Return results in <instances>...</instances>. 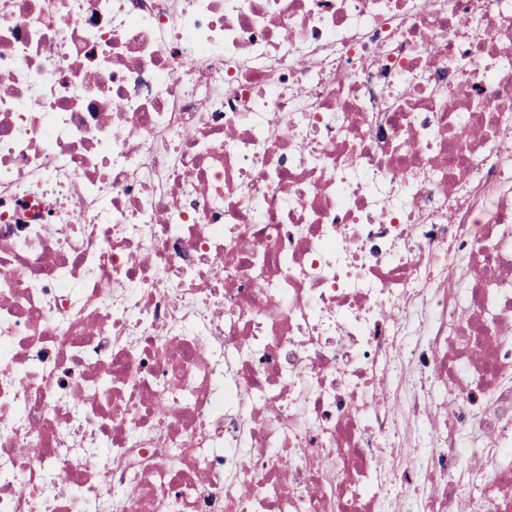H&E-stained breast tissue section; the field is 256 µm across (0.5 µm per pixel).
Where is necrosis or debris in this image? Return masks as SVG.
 Returning a JSON list of instances; mask_svg holds the SVG:
<instances>
[{
    "mask_svg": "<svg viewBox=\"0 0 512 512\" xmlns=\"http://www.w3.org/2000/svg\"><path fill=\"white\" fill-rule=\"evenodd\" d=\"M0 346V512H512V0H0Z\"/></svg>",
    "mask_w": 512,
    "mask_h": 512,
    "instance_id": "1",
    "label": "necrosis or debris"
}]
</instances>
